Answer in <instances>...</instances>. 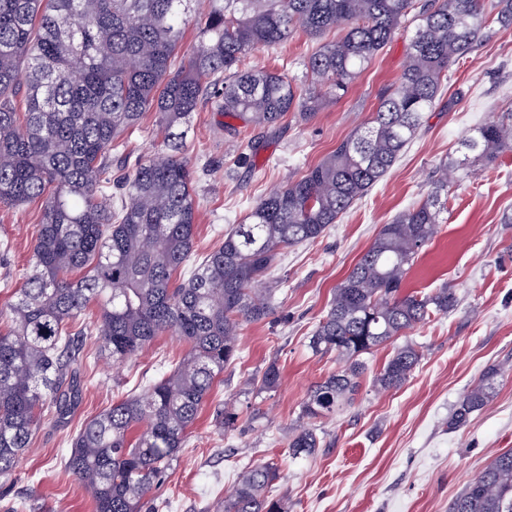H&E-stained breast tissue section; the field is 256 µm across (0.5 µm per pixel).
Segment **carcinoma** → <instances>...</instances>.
<instances>
[{"mask_svg":"<svg viewBox=\"0 0 512 512\" xmlns=\"http://www.w3.org/2000/svg\"><path fill=\"white\" fill-rule=\"evenodd\" d=\"M193 0H0V205L43 200L32 268L0 332V478L12 476L41 414L62 421L78 403L83 357L69 325L90 307L100 349L120 364L165 334L189 350L176 367L87 421L70 440L66 468L92 494L95 512H142L185 446L224 366L239 359L241 327L274 312L282 251L317 241L365 197L420 129L449 69L494 30H512V0H208L192 52L178 60L183 17ZM415 23L399 77L357 127L308 173L274 189L202 261L194 253V170L179 154L182 127L210 98L255 130L290 112L303 120L342 97L390 41ZM343 27L344 35L323 39ZM318 41L307 58L310 84L251 69L247 53L274 48L297 31ZM24 109H19L18 96ZM158 114L166 152L136 165L108 194L107 153ZM426 198L383 225L337 286L310 347L336 352L345 367L312 386L302 417L336 415L353 400L364 355L457 306L452 288L402 292L418 254L438 233L448 169L512 152V108L461 142ZM421 354L396 350L376 376L403 385ZM499 368L487 369L458 403L448 428L467 425L494 395ZM280 380L271 363L259 390ZM219 427L236 426L231 405ZM321 445L312 428L288 439L291 455ZM277 467L245 468L224 512H288L272 495ZM448 512H512V450L495 457L455 497Z\"/></svg>","mask_w":512,"mask_h":512,"instance_id":"cac0c4a2","label":"carcinoma"}]
</instances>
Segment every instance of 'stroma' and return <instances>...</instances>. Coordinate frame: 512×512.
<instances>
[{
  "mask_svg": "<svg viewBox=\"0 0 512 512\" xmlns=\"http://www.w3.org/2000/svg\"><path fill=\"white\" fill-rule=\"evenodd\" d=\"M414 28L400 25L390 42L340 100L327 102L309 121L287 115L263 134L254 163L241 159L238 138L216 100L193 112L183 157L196 172L198 220L195 253L205 257L274 188L300 179L375 112L383 90L401 71ZM316 40L297 32L280 46L251 51V67L285 68L307 85L304 60ZM512 102V32L474 47L452 67L442 100L425 114L416 137L387 175L316 242L289 248L272 269L281 280L273 316L243 325L241 357L224 371L182 448L167 481L154 490L158 512H224V498L247 466L267 462L280 474L275 493L288 512H448L450 502L499 453L512 449V152L488 168L448 184L440 230L416 258L406 292L448 286L459 298L450 313L412 329L407 342L421 358L403 386L381 390L375 376L394 345L365 358L367 371L352 404L321 421V448L292 457L289 433L310 387L342 369L336 354H316L310 337L333 293L382 225L426 198L441 160L456 153L479 123L496 119ZM162 143L155 113H145L125 146L116 150L111 176L132 172ZM40 202L0 205V309L13 303L29 273ZM85 336L89 357L84 385L70 416L47 418L20 456L0 512L26 502L36 512H93L86 489L65 468L71 438L84 423L127 395L143 390L159 363L175 364L188 346L174 336L113 366ZM281 381L273 391L252 386L268 364ZM491 365L504 367L491 403L458 430L447 427L455 406ZM235 399L238 422L220 430L214 409Z\"/></svg>",
  "mask_w": 512,
  "mask_h": 512,
  "instance_id": "obj_1",
  "label": "stroma"
}]
</instances>
